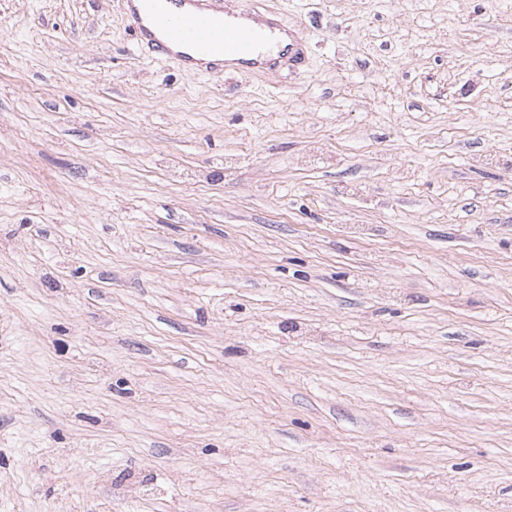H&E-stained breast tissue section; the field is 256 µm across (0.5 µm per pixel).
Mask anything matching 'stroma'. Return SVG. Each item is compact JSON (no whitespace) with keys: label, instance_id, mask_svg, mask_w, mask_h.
Instances as JSON below:
<instances>
[{"label":"stroma","instance_id":"35a3bbf8","mask_svg":"<svg viewBox=\"0 0 512 512\" xmlns=\"http://www.w3.org/2000/svg\"><path fill=\"white\" fill-rule=\"evenodd\" d=\"M251 2L0 0V512H512V0ZM124 16L134 33L136 50L153 59L176 62L184 69L222 75L227 58L248 67L274 69V58L263 52L269 40L258 13L230 12L222 0H123ZM271 33L278 31L288 37V66L297 69L305 62V35L298 28H288L281 21L265 20L263 21Z\"/></svg>","mask_w":512,"mask_h":512}]
</instances>
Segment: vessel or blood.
<instances>
[{
  "mask_svg": "<svg viewBox=\"0 0 512 512\" xmlns=\"http://www.w3.org/2000/svg\"><path fill=\"white\" fill-rule=\"evenodd\" d=\"M124 16L138 52L176 62L189 70L220 75L226 61L273 69L280 61L268 52V32L288 39V64L305 61V35L276 20L256 23L248 9L229 11L225 0H123Z\"/></svg>",
  "mask_w": 512,
  "mask_h": 512,
  "instance_id": "obj_1",
  "label": "vessel or blood"
}]
</instances>
